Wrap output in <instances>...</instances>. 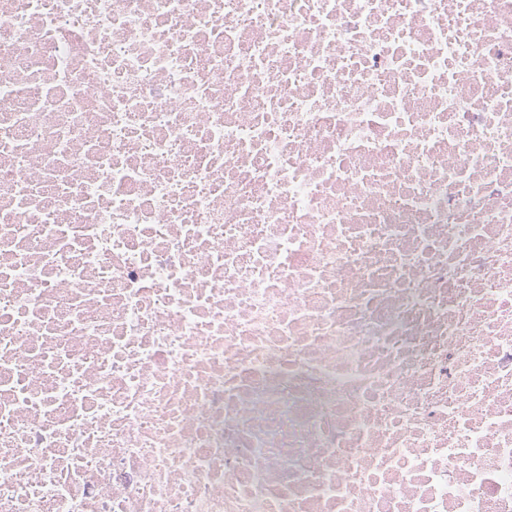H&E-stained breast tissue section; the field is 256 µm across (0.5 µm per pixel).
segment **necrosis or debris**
<instances>
[{
    "mask_svg": "<svg viewBox=\"0 0 512 512\" xmlns=\"http://www.w3.org/2000/svg\"><path fill=\"white\" fill-rule=\"evenodd\" d=\"M0 512H512V0H0Z\"/></svg>",
    "mask_w": 512,
    "mask_h": 512,
    "instance_id": "4bbe7bcc",
    "label": "necrosis or debris"
}]
</instances>
